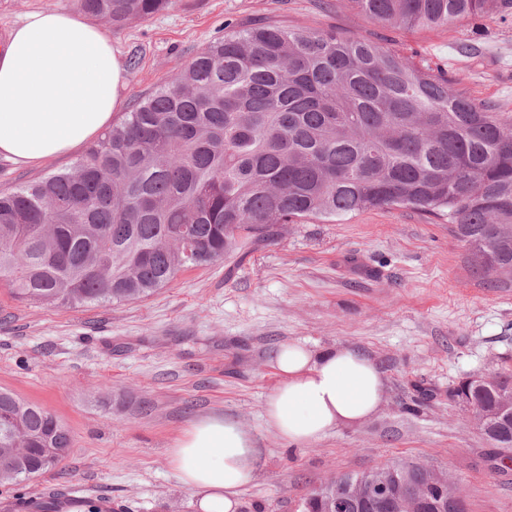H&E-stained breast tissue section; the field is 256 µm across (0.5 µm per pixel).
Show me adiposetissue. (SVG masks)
<instances>
[{
  "label": "adipose tissue",
  "instance_id": "1",
  "mask_svg": "<svg viewBox=\"0 0 512 512\" xmlns=\"http://www.w3.org/2000/svg\"><path fill=\"white\" fill-rule=\"evenodd\" d=\"M125 91L105 30L75 12L28 13L0 41V156L29 166L73 153L109 126ZM273 362L282 380L265 403V419L288 444L307 445L361 422L385 400L384 374L360 350L288 342ZM263 457L253 435L221 415L192 423L169 450L198 512H237Z\"/></svg>",
  "mask_w": 512,
  "mask_h": 512
}]
</instances>
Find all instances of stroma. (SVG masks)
<instances>
[{
    "label": "stroma",
    "mask_w": 512,
    "mask_h": 512,
    "mask_svg": "<svg viewBox=\"0 0 512 512\" xmlns=\"http://www.w3.org/2000/svg\"><path fill=\"white\" fill-rule=\"evenodd\" d=\"M47 6L78 2L0 0V40ZM260 19L394 43L512 113V8L433 30L381 26L348 0H173L109 30L120 59H138L125 69L113 123L223 37L225 24ZM79 158L30 167L0 157V192ZM292 341L369 355L386 383L379 411L305 446L278 437L264 405L281 380L272 353ZM498 373L512 374V280L474 273L447 220L405 207L282 225L247 255L179 272L137 301L48 307L0 287V391L44 407L71 438L57 467L0 488V512L91 500L104 512H196L168 450L208 414L235 420L265 450L238 512H302L327 479L395 462L446 473L467 512H512V469L492 467L471 412L448 396L466 377Z\"/></svg>",
    "instance_id": "1"
}]
</instances>
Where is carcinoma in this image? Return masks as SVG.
<instances>
[{
  "instance_id": "1",
  "label": "carcinoma",
  "mask_w": 512,
  "mask_h": 512,
  "mask_svg": "<svg viewBox=\"0 0 512 512\" xmlns=\"http://www.w3.org/2000/svg\"><path fill=\"white\" fill-rule=\"evenodd\" d=\"M115 28L172 0H79ZM387 28L448 27L512 0H348ZM400 50L269 22L230 29L67 172L0 194V284L46 306L143 299L176 274L265 242L281 224L405 207L446 216L474 269L512 276V113ZM474 418L512 397V376L467 393ZM496 469L512 465V414L484 422ZM70 447L44 408L0 391V451L27 470ZM408 482L421 465H391ZM321 485L322 499L357 482Z\"/></svg>"
}]
</instances>
